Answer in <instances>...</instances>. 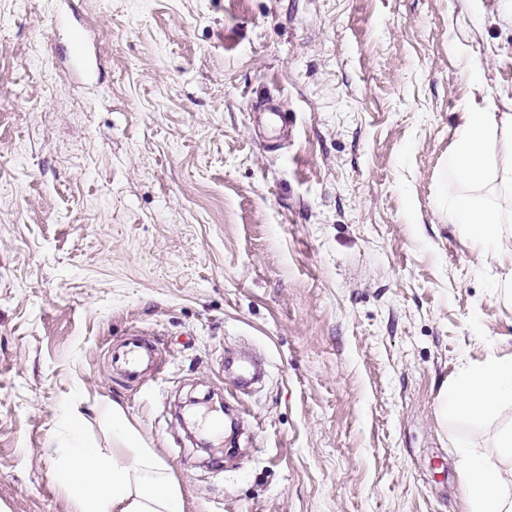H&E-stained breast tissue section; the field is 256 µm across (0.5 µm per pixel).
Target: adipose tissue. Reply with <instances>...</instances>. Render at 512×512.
<instances>
[{"label":"adipose tissue","mask_w":512,"mask_h":512,"mask_svg":"<svg viewBox=\"0 0 512 512\" xmlns=\"http://www.w3.org/2000/svg\"><path fill=\"white\" fill-rule=\"evenodd\" d=\"M452 168L464 183L489 181L512 191V162L493 164L498 142L512 140V114L499 111L492 97L474 101L457 114ZM448 219L484 243L497 239L501 225L512 224V206L488 205L468 196L450 199ZM512 401V361L497 359L469 370L461 391L450 394L442 411L451 416L480 415ZM84 416L64 402L47 432L44 450L51 475L76 506V512H185L182 490L171 467L140 436L120 410L112 412V451L94 446L83 431ZM502 460L490 464L468 445H460V476L470 512H512V431L500 439Z\"/></svg>","instance_id":"obj_1"}]
</instances>
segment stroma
Wrapping results in <instances>:
<instances>
[{"label": "stroma", "instance_id": "35a3bbf8", "mask_svg": "<svg viewBox=\"0 0 512 512\" xmlns=\"http://www.w3.org/2000/svg\"><path fill=\"white\" fill-rule=\"evenodd\" d=\"M75 4L87 78L60 0H0V512H75L43 451L65 400L101 448L121 409L186 512H469L457 446L498 460L512 403L441 401L512 360V224L449 223L450 197L505 200L451 156L465 103L512 113V0ZM130 331L162 375L113 371ZM210 390L239 432L204 428Z\"/></svg>", "mask_w": 512, "mask_h": 512}]
</instances>
